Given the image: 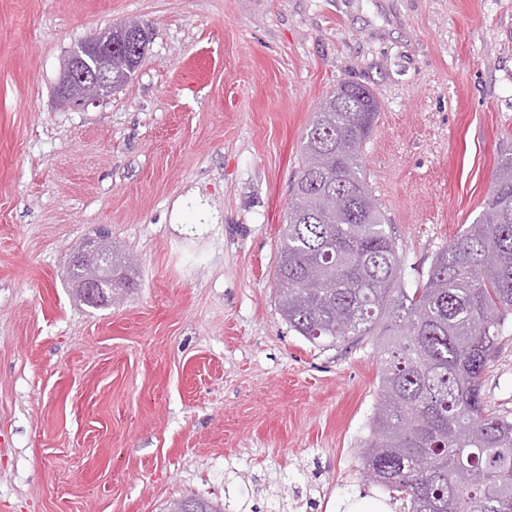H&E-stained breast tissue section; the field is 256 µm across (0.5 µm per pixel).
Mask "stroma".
Wrapping results in <instances>:
<instances>
[{
  "mask_svg": "<svg viewBox=\"0 0 512 512\" xmlns=\"http://www.w3.org/2000/svg\"><path fill=\"white\" fill-rule=\"evenodd\" d=\"M129 18L153 33L132 79L60 105L70 51ZM344 81L379 102L363 169L419 287L512 153V0H0V512H401L360 459L375 339L312 345L275 301ZM102 227L137 286L94 310L65 266ZM484 389L512 412V321Z\"/></svg>",
  "mask_w": 512,
  "mask_h": 512,
  "instance_id": "stroma-1",
  "label": "stroma"
}]
</instances>
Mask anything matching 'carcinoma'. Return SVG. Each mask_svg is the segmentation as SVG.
I'll return each mask as SVG.
<instances>
[{
    "label": "carcinoma",
    "mask_w": 512,
    "mask_h": 512,
    "mask_svg": "<svg viewBox=\"0 0 512 512\" xmlns=\"http://www.w3.org/2000/svg\"><path fill=\"white\" fill-rule=\"evenodd\" d=\"M379 105L342 82L301 146L274 272L288 328L329 346L377 337L379 400L363 469L405 512H512V414L484 378L512 319V153L478 218L437 254L422 288L398 283L400 256L361 152Z\"/></svg>",
    "instance_id": "1"
}]
</instances>
